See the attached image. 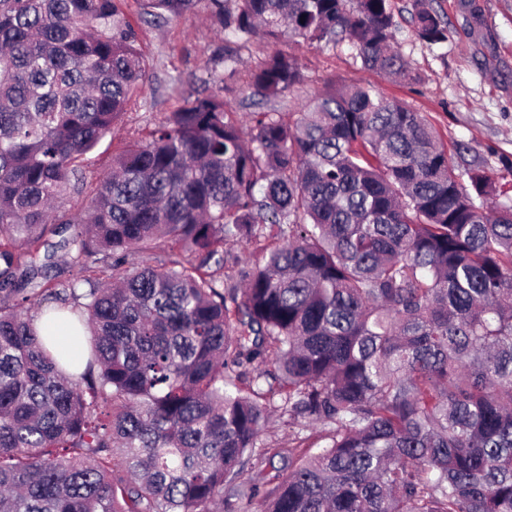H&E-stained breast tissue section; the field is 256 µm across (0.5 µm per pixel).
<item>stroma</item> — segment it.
<instances>
[{
	"label": "stroma",
	"mask_w": 512,
	"mask_h": 512,
	"mask_svg": "<svg viewBox=\"0 0 512 512\" xmlns=\"http://www.w3.org/2000/svg\"><path fill=\"white\" fill-rule=\"evenodd\" d=\"M398 49L412 78L391 81L364 67L347 43L309 48L284 41L280 47L300 56L305 80L285 98L255 104L248 84L251 72L272 50L266 41L252 40L241 51L242 63L232 91L213 81L215 62L224 55V32L209 14L208 0L194 11L156 23L143 15L137 0H125L124 17L135 33L136 45L152 75L144 100L129 109L89 156L92 177L105 175L112 159L129 141L144 136L197 93L223 96L228 108L248 122L255 111L294 112L321 92L328 81L373 86L385 95L423 113L439 138L455 151V162L480 163L495 176L503 202L512 204V0H432L447 21L446 43L423 41L412 20V0H393ZM309 431L302 422L273 413L261 437V448L250 462L253 472L267 471V448L304 446Z\"/></svg>",
	"instance_id": "35a3bbf8"
}]
</instances>
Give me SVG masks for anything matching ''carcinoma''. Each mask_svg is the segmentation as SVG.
<instances>
[{
	"label": "carcinoma",
	"instance_id": "carcinoma-1",
	"mask_svg": "<svg viewBox=\"0 0 512 512\" xmlns=\"http://www.w3.org/2000/svg\"><path fill=\"white\" fill-rule=\"evenodd\" d=\"M125 0H0V512H224L274 398L317 451H275L254 512H512V205L419 112L331 84L243 135L199 93L89 181L151 75ZM197 0H143L167 22ZM244 47L348 42L410 78L392 0H209ZM422 40L448 24L413 0ZM305 21H300V17ZM275 49L269 102L303 82ZM469 185H464L463 178ZM90 189L82 213L59 206ZM72 277L30 287L67 229ZM271 241L226 283L229 243ZM164 243L178 257L150 262ZM87 332L76 371L37 321ZM267 389H256L248 367Z\"/></svg>",
	"mask_w": 512,
	"mask_h": 512
}]
</instances>
